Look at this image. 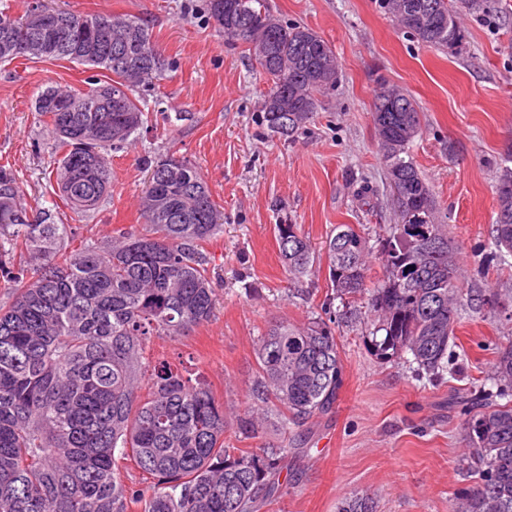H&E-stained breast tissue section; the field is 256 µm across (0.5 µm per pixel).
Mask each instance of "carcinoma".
<instances>
[{"label":"carcinoma","instance_id":"cac0c4a2","mask_svg":"<svg viewBox=\"0 0 512 512\" xmlns=\"http://www.w3.org/2000/svg\"><path fill=\"white\" fill-rule=\"evenodd\" d=\"M209 18L230 44L248 47L271 82L262 118L274 136L293 137L313 119L317 96L334 87L336 56L313 30L284 25L267 0H205ZM417 42L458 50L462 27L450 0H380ZM16 17L0 11V63L16 58L68 60L109 72L85 89L47 87L35 101L54 136L56 185L72 208L93 209L108 191V152L123 148L144 124L135 89L165 64L148 23L132 15L77 14L44 5ZM18 23L8 24L11 18ZM57 20L76 42L47 50L31 30ZM376 101L396 112H371L385 169L397 187V224L380 243L383 278L368 280L371 247L346 224L326 242L332 295L328 318L300 327L271 324L258 339L251 411L230 423L201 379L161 363L140 395L142 353L153 336L174 337L207 322L217 294L202 243L218 235L224 214L201 171L169 156L152 168L140 197L144 228L120 229L103 245L61 255L71 225L23 201L15 174L0 167V278L14 288L0 306V512H257L281 496L287 446L261 455L226 443L228 428L248 439L267 427L283 433L332 412L343 385L334 324L359 332L379 363L403 360L435 379L448 374L462 316L495 311L506 297L466 282L448 227L411 153L421 133L412 96L386 82ZM508 186L510 190L502 191ZM492 244L512 255V154L496 186ZM407 214L425 220L408 226ZM279 256L301 278L316 265L298 224L275 225ZM339 305H334V302ZM465 463L475 486L448 512H512V346L498 352L494 376L466 402ZM132 457L149 489L125 484L119 461ZM339 512H376L374 498L354 494Z\"/></svg>","mask_w":512,"mask_h":512}]
</instances>
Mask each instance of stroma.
Here are the masks:
<instances>
[{
    "mask_svg": "<svg viewBox=\"0 0 512 512\" xmlns=\"http://www.w3.org/2000/svg\"><path fill=\"white\" fill-rule=\"evenodd\" d=\"M78 13L143 18L167 67L141 90L146 120L112 153V182L95 209L74 215L50 185L54 139L34 109L48 85L82 88L107 79L66 60L18 58L0 64V166L12 169L27 200L72 227L71 248L117 229L142 227L141 191L156 161L183 157L203 173L224 214L205 246L217 294L212 319L184 335L154 337L145 369L160 361L203 378L228 416L249 409L255 344L270 322L300 326L320 315L326 269L294 280L283 267L274 227L297 224L316 248L347 224L371 245L390 235L392 192L384 178L371 112L379 80L418 104L422 133L412 153L439 205L469 280L512 289V255L491 243L499 164L512 149V0L459 11L461 51L430 48L398 27L380 0H268L284 24L316 31L339 62L334 88L308 128L291 139L262 123L269 84L245 45L226 43L204 0H51ZM461 360L446 383L404 362L377 363L358 332L337 328L344 384L332 413L309 421L305 453L280 476L284 495L259 512H337L351 494H371L377 512H448L473 485L463 466L464 400L490 376L512 321L489 312L456 328Z\"/></svg>",
    "mask_w": 512,
    "mask_h": 512,
    "instance_id": "1",
    "label": "stroma"
}]
</instances>
